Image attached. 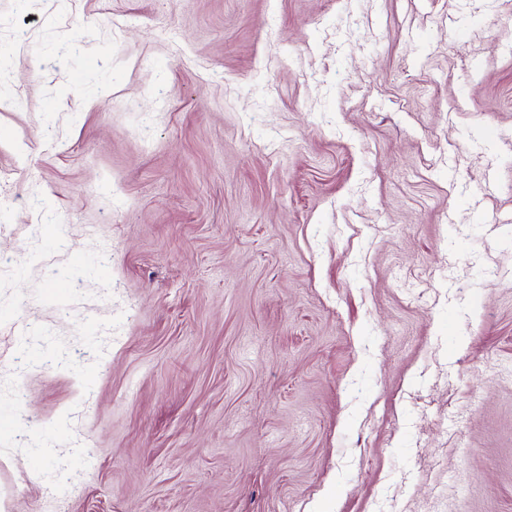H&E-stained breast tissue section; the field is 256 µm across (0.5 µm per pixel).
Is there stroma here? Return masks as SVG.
I'll return each mask as SVG.
<instances>
[{
	"label": "stroma",
	"mask_w": 512,
	"mask_h": 512,
	"mask_svg": "<svg viewBox=\"0 0 512 512\" xmlns=\"http://www.w3.org/2000/svg\"><path fill=\"white\" fill-rule=\"evenodd\" d=\"M507 212L512 0H0V512H512Z\"/></svg>",
	"instance_id": "stroma-1"
}]
</instances>
